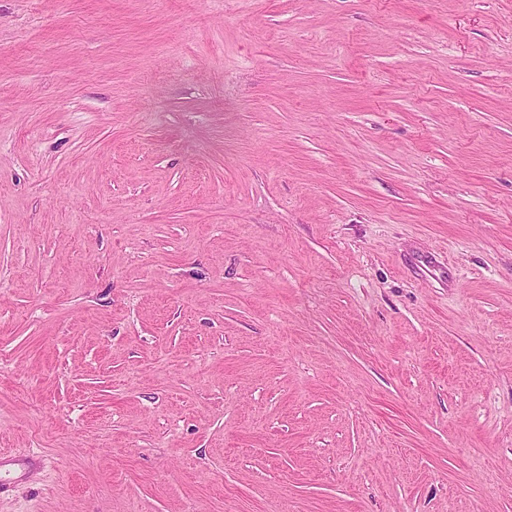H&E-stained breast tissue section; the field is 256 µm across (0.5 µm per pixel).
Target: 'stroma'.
<instances>
[{
	"instance_id": "35a3bbf8",
	"label": "stroma",
	"mask_w": 512,
	"mask_h": 512,
	"mask_svg": "<svg viewBox=\"0 0 512 512\" xmlns=\"http://www.w3.org/2000/svg\"><path fill=\"white\" fill-rule=\"evenodd\" d=\"M0 512H512V0H0Z\"/></svg>"
}]
</instances>
